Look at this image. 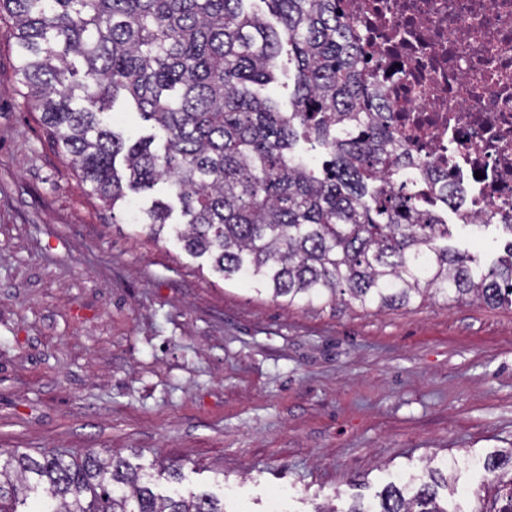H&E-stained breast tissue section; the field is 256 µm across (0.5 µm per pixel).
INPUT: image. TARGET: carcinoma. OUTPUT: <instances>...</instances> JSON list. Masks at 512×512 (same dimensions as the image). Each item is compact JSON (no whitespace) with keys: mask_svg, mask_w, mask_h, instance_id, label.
Returning <instances> with one entry per match:
<instances>
[{"mask_svg":"<svg viewBox=\"0 0 512 512\" xmlns=\"http://www.w3.org/2000/svg\"><path fill=\"white\" fill-rule=\"evenodd\" d=\"M0 0L18 83L90 194L114 210L128 192L166 185L133 232L174 231L185 253L227 282L288 306L339 300L408 307L437 294L512 308V240L491 264L450 244L481 224L424 209L405 178L418 166L371 81L336 0ZM276 18L273 26L267 15ZM295 63L291 110L258 88L276 81L283 45ZM124 96L152 124L117 133L104 116ZM331 160L307 162L300 141ZM122 158L126 174L116 166ZM182 222L170 223L174 206ZM482 507L512 512V448L485 457ZM461 472L430 469L374 508L452 512ZM447 489L446 498L439 488ZM0 512H224L207 494L162 496L138 469L96 452L38 458L0 451Z\"/></svg>","mask_w":512,"mask_h":512,"instance_id":"obj_1","label":"carcinoma"}]
</instances>
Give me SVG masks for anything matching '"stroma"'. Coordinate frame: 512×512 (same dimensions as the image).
Here are the masks:
<instances>
[{
    "instance_id": "35a3bbf8",
    "label": "stroma",
    "mask_w": 512,
    "mask_h": 512,
    "mask_svg": "<svg viewBox=\"0 0 512 512\" xmlns=\"http://www.w3.org/2000/svg\"><path fill=\"white\" fill-rule=\"evenodd\" d=\"M0 22V450L98 451L225 512L378 502L512 448V309L286 306L103 208L24 105Z\"/></svg>"
}]
</instances>
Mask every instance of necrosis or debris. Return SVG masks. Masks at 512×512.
<instances>
[{
    "mask_svg": "<svg viewBox=\"0 0 512 512\" xmlns=\"http://www.w3.org/2000/svg\"><path fill=\"white\" fill-rule=\"evenodd\" d=\"M413 159L425 205L512 221V0H338Z\"/></svg>",
    "mask_w": 512,
    "mask_h": 512,
    "instance_id": "obj_1",
    "label": "necrosis or debris"
}]
</instances>
